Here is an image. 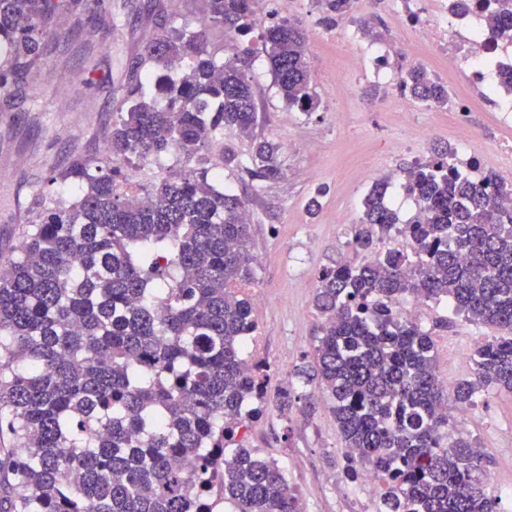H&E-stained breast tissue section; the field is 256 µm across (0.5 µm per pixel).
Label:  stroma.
<instances>
[{"label":"stroma","mask_w":512,"mask_h":512,"mask_svg":"<svg viewBox=\"0 0 512 512\" xmlns=\"http://www.w3.org/2000/svg\"><path fill=\"white\" fill-rule=\"evenodd\" d=\"M266 10L274 20L290 21L307 34L318 111L301 114L277 96L262 43L252 34L247 43L255 53L245 68L259 114L252 138L228 131L223 143L206 146L200 157L169 155L151 166L136 160L125 172L130 182L145 188L172 170L195 167L202 157L221 165L227 146L245 154L255 138L280 144L284 176L260 193H251L247 182L235 174L225 173L223 179L250 197L252 252L259 259L249 292L258 322L254 353L270 366L268 393L273 396L285 387L305 389L294 371L315 344L316 274L356 259L352 226L332 223V214L360 217L373 173L380 169L387 174L389 195L402 204L401 218H411L413 199L403 190L400 170L415 159V131L428 128L429 152L457 146L458 139L453 113L433 111L418 101L407 114L392 112V87L352 67L344 37L356 29L354 16H343L327 28L320 22L316 0H267ZM101 12L120 17L123 29L105 42L104 58L95 72H87L76 60L62 69L59 55L52 53L44 56L35 84L19 85L10 102L0 101V265L15 256L24 229L41 208L42 195L70 201L80 194L81 185H51L47 178L73 153L102 157L106 133L116 117L115 101L122 96L119 75L109 64L135 56L141 41L155 31L147 0H88V15ZM340 82L349 88L341 97L336 94ZM340 110L346 115L341 123L336 120ZM469 128L472 149L487 159L491 173L503 179L511 176L492 113H472ZM309 141L317 143V150L306 149ZM315 194L320 207L313 214L307 203ZM488 333V328L461 318L454 328L437 333L440 380L457 383L473 378L474 343ZM477 411L479 417L468 434L483 452L484 469L510 482L512 394L489 390ZM246 444L284 466L304 512H360L365 506L357 487L337 465L343 443L327 408H318L312 419L298 416L288 421L272 405H264L260 419L248 428ZM365 507L375 512L377 505Z\"/></svg>","instance_id":"stroma-1"}]
</instances>
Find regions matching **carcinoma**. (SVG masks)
Here are the masks:
<instances>
[{
	"label": "carcinoma",
	"mask_w": 512,
	"mask_h": 512,
	"mask_svg": "<svg viewBox=\"0 0 512 512\" xmlns=\"http://www.w3.org/2000/svg\"><path fill=\"white\" fill-rule=\"evenodd\" d=\"M200 24L165 16L122 66V105L107 134L111 161L76 153L52 180L82 186L66 205L42 196L19 253L0 265V512H303L284 468L245 444L267 398V362L247 351L258 324L250 199L217 188L202 165L152 188L125 189L124 165L177 151L188 157L224 130L249 137L257 123L243 66L260 39L278 95L310 115L318 100L308 37L287 21L262 25L254 0H201ZM354 0H318L322 23L352 13ZM85 0H0V96L32 80L59 36L97 64L95 37L118 24L84 22ZM512 28V0L490 14ZM69 28L60 31L62 22ZM230 34L228 54L209 50L205 26ZM399 87L429 107L452 103L448 88L411 67ZM436 150L401 169L420 215L402 221L387 183L363 201L356 263L317 279L312 361L297 374L316 384L345 447L348 475L377 474L378 512H501L483 481V455L466 435L448 437V393L435 370L432 329L404 320L399 301L448 302L465 320L506 332L473 353L474 378L458 384L457 407L488 389L512 393V188L477 179ZM224 167L253 191L283 176L280 145L253 142ZM418 257L379 247L393 230ZM310 394L278 391L286 418L312 416Z\"/></svg>",
	"instance_id": "1"
}]
</instances>
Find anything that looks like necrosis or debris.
Instances as JSON below:
<instances>
[{"label":"necrosis or debris","mask_w":512,"mask_h":512,"mask_svg":"<svg viewBox=\"0 0 512 512\" xmlns=\"http://www.w3.org/2000/svg\"><path fill=\"white\" fill-rule=\"evenodd\" d=\"M397 26L415 33L417 45L394 51L393 47L356 50L352 61L381 83L391 82L387 60L400 54L406 67L427 61L435 65L438 76L462 74L470 89L457 93V124L466 127V118L485 102L478 88H488L499 97L512 101V85L503 83L502 73L512 68V32L490 27L484 0H469L468 10L461 15L451 13L450 0H389Z\"/></svg>","instance_id":"4bbe7bcc"}]
</instances>
